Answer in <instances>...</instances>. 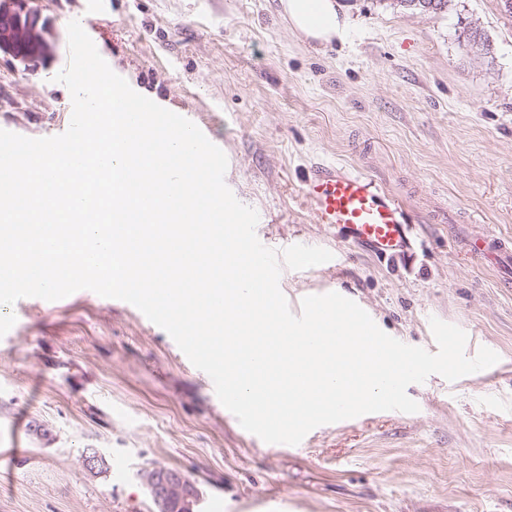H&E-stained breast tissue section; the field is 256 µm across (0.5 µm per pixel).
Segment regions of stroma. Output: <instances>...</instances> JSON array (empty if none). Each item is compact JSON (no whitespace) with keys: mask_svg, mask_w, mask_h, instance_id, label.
Instances as JSON below:
<instances>
[{"mask_svg":"<svg viewBox=\"0 0 512 512\" xmlns=\"http://www.w3.org/2000/svg\"><path fill=\"white\" fill-rule=\"evenodd\" d=\"M344 42L298 39L278 0H32L48 47L0 52V129L64 133L67 25L79 20L136 92L187 113L228 158L225 183L272 247L307 239L338 266L284 271L290 307L335 290L393 338L424 347L430 317L463 329L490 374L410 385L419 410L317 427L289 451L247 434L162 328L83 290L9 308L0 333V512H157L164 466L224 512H512V259L484 261L481 228L512 237V13L501 0H341ZM488 51L465 52L467 28ZM405 201L413 241L377 258L317 223L302 183L322 163ZM107 468L87 472L84 449Z\"/></svg>","mask_w":512,"mask_h":512,"instance_id":"obj_1","label":"stroma"}]
</instances>
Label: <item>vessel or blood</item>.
I'll return each instance as SVG.
<instances>
[{
    "label": "vessel or blood",
    "instance_id": "obj_1",
    "mask_svg": "<svg viewBox=\"0 0 512 512\" xmlns=\"http://www.w3.org/2000/svg\"><path fill=\"white\" fill-rule=\"evenodd\" d=\"M303 195L318 223L341 226L377 256L403 251L409 243L404 203L367 173L339 163L318 166L305 180ZM469 247L479 255H512V240L491 232L471 238Z\"/></svg>",
    "mask_w": 512,
    "mask_h": 512
}]
</instances>
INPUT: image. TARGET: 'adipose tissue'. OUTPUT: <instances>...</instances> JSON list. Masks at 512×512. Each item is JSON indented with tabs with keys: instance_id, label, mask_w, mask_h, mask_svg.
Masks as SVG:
<instances>
[{
	"instance_id": "ef3b65f1",
	"label": "adipose tissue",
	"mask_w": 512,
	"mask_h": 512,
	"mask_svg": "<svg viewBox=\"0 0 512 512\" xmlns=\"http://www.w3.org/2000/svg\"><path fill=\"white\" fill-rule=\"evenodd\" d=\"M291 30L305 41L328 46L344 40L346 11L341 0H279Z\"/></svg>"
}]
</instances>
